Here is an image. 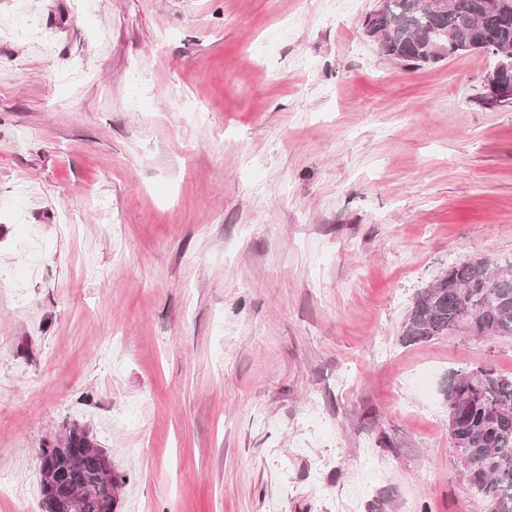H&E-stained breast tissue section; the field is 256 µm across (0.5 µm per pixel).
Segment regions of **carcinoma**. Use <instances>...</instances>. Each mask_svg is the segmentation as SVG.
Wrapping results in <instances>:
<instances>
[{"label":"carcinoma","mask_w":512,"mask_h":512,"mask_svg":"<svg viewBox=\"0 0 512 512\" xmlns=\"http://www.w3.org/2000/svg\"><path fill=\"white\" fill-rule=\"evenodd\" d=\"M448 0L441 13L435 0H381L366 14L363 28L379 36L380 55L423 66L471 53H483L497 69L512 54V0ZM460 326L472 336H512V270L491 259L463 262L421 290L403 323L408 342H427ZM474 374L448 385L445 394L460 407L454 440L469 454L462 468L468 484L496 512H512V374L477 366ZM84 428L72 427L41 452L64 477L46 512H70L77 498L81 512H110L117 479L101 474L103 449Z\"/></svg>","instance_id":"cac0c4a2"}]
</instances>
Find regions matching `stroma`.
<instances>
[{"mask_svg":"<svg viewBox=\"0 0 512 512\" xmlns=\"http://www.w3.org/2000/svg\"><path fill=\"white\" fill-rule=\"evenodd\" d=\"M376 0H0V512L85 427L117 512H486L405 343L449 265L512 263V99L410 68Z\"/></svg>","mask_w":512,"mask_h":512,"instance_id":"1","label":"stroma"}]
</instances>
